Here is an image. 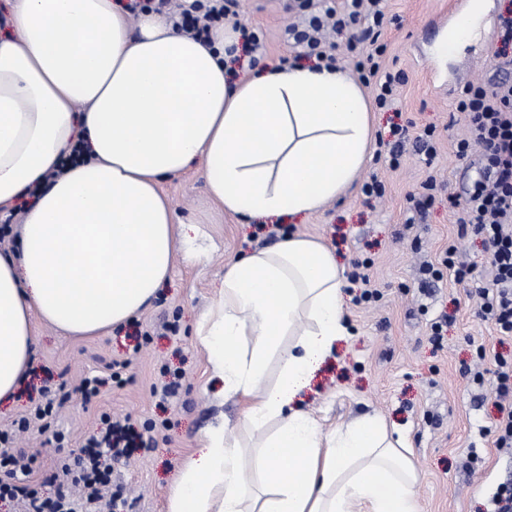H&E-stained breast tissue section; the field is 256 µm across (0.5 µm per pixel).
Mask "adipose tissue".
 I'll return each instance as SVG.
<instances>
[{
    "label": "adipose tissue",
    "instance_id": "1",
    "mask_svg": "<svg viewBox=\"0 0 512 512\" xmlns=\"http://www.w3.org/2000/svg\"><path fill=\"white\" fill-rule=\"evenodd\" d=\"M0 39V208L31 194L17 248L0 253V398L33 354L32 319L75 336L123 325L169 276L177 241L158 190L197 159L234 215L310 214L341 194L371 142L361 86L337 69L272 67L237 83L223 26L192 38L154 13L130 22L115 0H14ZM57 178H50V171ZM343 277L299 234L224 266L197 334L242 425L270 427L252 512H420V474L375 415L323 432L300 406L347 335ZM279 356L276 380L260 387ZM238 442L209 429L167 512H244Z\"/></svg>",
    "mask_w": 512,
    "mask_h": 512
}]
</instances>
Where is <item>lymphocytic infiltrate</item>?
Returning a JSON list of instances; mask_svg holds the SVG:
<instances>
[{
    "mask_svg": "<svg viewBox=\"0 0 512 512\" xmlns=\"http://www.w3.org/2000/svg\"><path fill=\"white\" fill-rule=\"evenodd\" d=\"M149 2L156 11L174 19L185 34L200 37L224 20L232 28L243 49L263 54L264 35L255 27L237 20L238 0H133L134 5ZM303 14L300 22L286 28L285 34L298 47V59H308L335 67L340 54L355 61L359 80L374 86L377 108L391 107L400 74L382 69L386 52L383 41L384 0H297ZM344 43H337V36ZM464 114L470 134L456 140L461 160H476V175L464 195L449 197L451 207L461 210L462 232L483 238L490 250L491 278L476 286L477 314L494 322L503 336L512 335V82L493 86L471 82L464 86L456 102ZM56 418L53 402L38 407L33 417L13 421L10 429L0 430V497L18 496L25 512H89L92 505L112 493L111 474L115 463L128 459L136 446L133 427L124 421L101 415L98 437L89 439L79 454L59 457L66 477L54 505L38 497L35 490L16 484L17 475H30L32 460L14 443L18 434L39 425L48 429Z\"/></svg>",
    "mask_w": 512,
    "mask_h": 512,
    "instance_id": "1",
    "label": "lymphocytic infiltrate"
}]
</instances>
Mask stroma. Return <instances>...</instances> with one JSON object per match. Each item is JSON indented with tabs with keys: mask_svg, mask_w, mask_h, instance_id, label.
Segmentation results:
<instances>
[{
	"mask_svg": "<svg viewBox=\"0 0 512 512\" xmlns=\"http://www.w3.org/2000/svg\"><path fill=\"white\" fill-rule=\"evenodd\" d=\"M292 2L241 0L240 17L263 31L267 53L241 56L239 78L256 65L275 66L294 56L284 35L285 26L298 19ZM455 2L386 0L384 66L402 72L405 80L391 108L374 110L373 133L386 138L394 124L407 126L399 167L369 158L345 193L320 212L273 224H245L221 211L210 196L204 161L163 180L159 189L171 203L175 223L189 226L193 247L178 246L157 298L112 334L71 336L34 321V360L16 393L0 399V424L28 414L44 390L62 382L69 396L55 428L67 437L65 451L78 450L97 432L101 414L130 419L144 444L114 466L112 484L122 488L125 499L115 512H166L183 460L208 429L221 424L242 445L247 494L255 496L259 445L240 424L242 400L219 395L195 330L217 295L226 263L300 234L328 248L345 275L371 262L381 292L380 298L364 300L360 288L346 285L343 318L349 334L315 373L302 396L303 409L327 430L368 414L403 426L421 472L422 512H488L491 492L512 483V449L496 447L489 429L501 401L491 382H476L472 373L490 366L494 355L512 354V338L477 315L467 285L449 274L439 281L425 278L422 267L440 265L453 245L477 276L487 273V245L479 236L461 234L459 211L448 204L449 194H461L473 173L455 154V140L468 132L455 104L465 83L495 75L499 18L512 12V0H483L477 36L456 56H435L437 29ZM429 126L436 129L431 159L419 140ZM372 176L383 184V196L363 193ZM431 177L439 188L430 193L424 183ZM443 316L448 323L436 345L431 325ZM110 364L121 384L84 402L80 381ZM169 382L176 392L160 400L153 390ZM19 447L34 460L30 483L55 501L50 477L58 454L48 433L30 428Z\"/></svg>",
	"mask_w": 512,
	"mask_h": 512,
	"instance_id": "stroma-1",
	"label": "stroma"
}]
</instances>
